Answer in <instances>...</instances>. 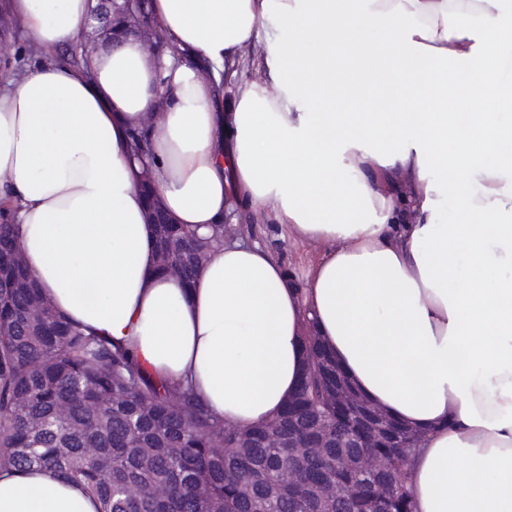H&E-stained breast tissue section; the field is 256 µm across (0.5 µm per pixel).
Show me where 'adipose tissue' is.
<instances>
[{
	"label": "adipose tissue",
	"instance_id": "obj_1",
	"mask_svg": "<svg viewBox=\"0 0 512 512\" xmlns=\"http://www.w3.org/2000/svg\"><path fill=\"white\" fill-rule=\"evenodd\" d=\"M92 4L0 0L41 55L0 77V207L42 295L237 427L297 391L315 319L362 396L423 433L415 512H512V0H150L161 56L122 36L57 62ZM258 42L261 76L223 105ZM136 129L175 223L264 214L324 245L304 288L232 232L192 285L157 271ZM98 509L0 461V512Z\"/></svg>",
	"mask_w": 512,
	"mask_h": 512
}]
</instances>
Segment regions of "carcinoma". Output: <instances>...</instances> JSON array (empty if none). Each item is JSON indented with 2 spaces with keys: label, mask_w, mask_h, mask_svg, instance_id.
Wrapping results in <instances>:
<instances>
[{
  "label": "carcinoma",
  "mask_w": 512,
  "mask_h": 512,
  "mask_svg": "<svg viewBox=\"0 0 512 512\" xmlns=\"http://www.w3.org/2000/svg\"><path fill=\"white\" fill-rule=\"evenodd\" d=\"M155 232L157 253L174 254L187 283L224 239L222 225L209 237L183 224ZM19 238L1 209V459L84 485L100 512H320L314 491L330 483L373 487L387 509L360 495L329 512H414L408 468L367 473L342 461L369 451L407 458L421 435L391 420L365 448L366 417L336 396L353 386L318 337H307L304 377L279 414L226 428L189 386L157 384L128 348L59 315L16 260ZM288 467L293 488L279 481ZM155 485L164 493L149 492ZM133 487L144 492L133 496Z\"/></svg>",
  "instance_id": "obj_1"
}]
</instances>
